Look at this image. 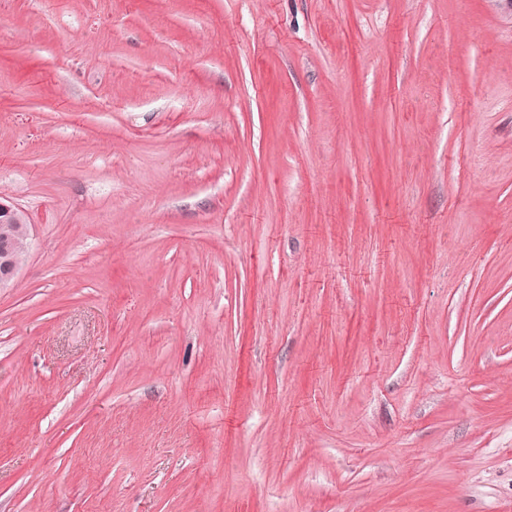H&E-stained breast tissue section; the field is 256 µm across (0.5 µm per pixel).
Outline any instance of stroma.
Returning <instances> with one entry per match:
<instances>
[{"mask_svg":"<svg viewBox=\"0 0 512 512\" xmlns=\"http://www.w3.org/2000/svg\"><path fill=\"white\" fill-rule=\"evenodd\" d=\"M0 512H512L494 0H0ZM21 214L26 217L21 224ZM25 212L8 199L0 197V290L10 287L21 264L18 254L30 248V224ZM26 253L19 258L24 261Z\"/></svg>","mask_w":512,"mask_h":512,"instance_id":"obj_1","label":"stroma"}]
</instances>
